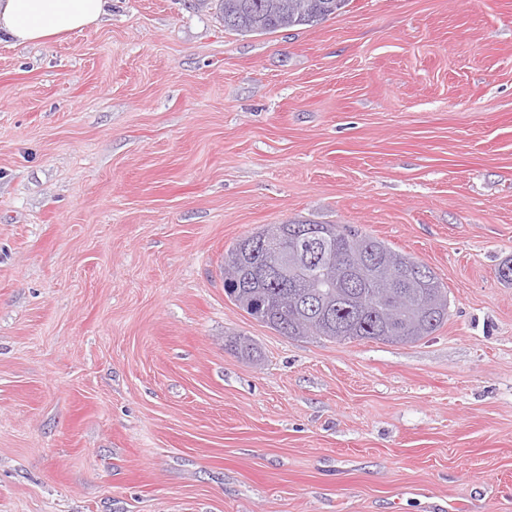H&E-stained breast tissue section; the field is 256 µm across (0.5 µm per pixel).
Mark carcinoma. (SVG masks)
<instances>
[{
	"mask_svg": "<svg viewBox=\"0 0 512 512\" xmlns=\"http://www.w3.org/2000/svg\"><path fill=\"white\" fill-rule=\"evenodd\" d=\"M348 0H196L215 4L224 28L242 35H266L295 26H313L336 17ZM309 222L268 224L276 230L271 244L293 248L297 231ZM329 251L359 254L357 264L318 272L316 288H282L253 270L265 263L267 250L258 245L264 231L234 243L224 255V292L239 308L284 336H320L339 343L379 340L412 344L435 332L448 318V290L435 272L417 258L394 250L382 240L342 224H325ZM389 263L398 271V291L428 307L414 326L378 298L368 277L373 267Z\"/></svg>",
	"mask_w": 512,
	"mask_h": 512,
	"instance_id": "obj_1",
	"label": "carcinoma"
}]
</instances>
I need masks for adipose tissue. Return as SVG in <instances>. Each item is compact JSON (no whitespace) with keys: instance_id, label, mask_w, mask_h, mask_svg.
<instances>
[{"instance_id":"adipose-tissue-1","label":"adipose tissue","mask_w":512,"mask_h":512,"mask_svg":"<svg viewBox=\"0 0 512 512\" xmlns=\"http://www.w3.org/2000/svg\"><path fill=\"white\" fill-rule=\"evenodd\" d=\"M108 0H0V35L14 44L61 39L98 23Z\"/></svg>"}]
</instances>
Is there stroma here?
<instances>
[{"mask_svg":"<svg viewBox=\"0 0 512 512\" xmlns=\"http://www.w3.org/2000/svg\"><path fill=\"white\" fill-rule=\"evenodd\" d=\"M288 221L424 262L447 321L406 345L259 323L224 254ZM508 258L512 0L261 36L110 0L1 40L0 512H512Z\"/></svg>","mask_w":512,"mask_h":512,"instance_id":"obj_1","label":"stroma"}]
</instances>
